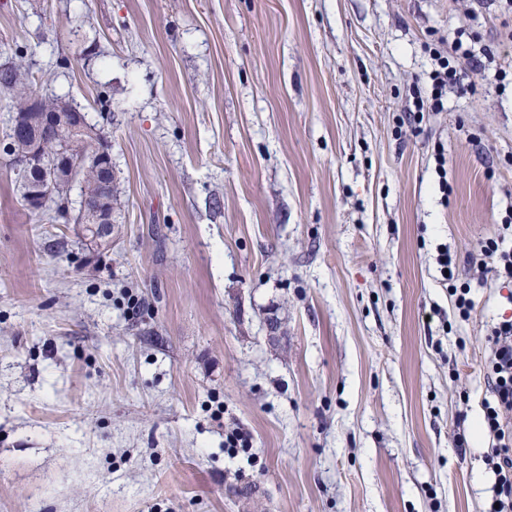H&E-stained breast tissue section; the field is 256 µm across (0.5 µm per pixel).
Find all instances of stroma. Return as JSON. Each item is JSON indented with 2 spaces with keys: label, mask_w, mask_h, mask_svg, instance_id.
I'll return each mask as SVG.
<instances>
[{
  "label": "stroma",
  "mask_w": 512,
  "mask_h": 512,
  "mask_svg": "<svg viewBox=\"0 0 512 512\" xmlns=\"http://www.w3.org/2000/svg\"><path fill=\"white\" fill-rule=\"evenodd\" d=\"M466 6L0 0V62L80 107L113 175L95 248L0 152V512H486L512 289L462 320L436 257L512 209V13L471 27L506 78L397 125ZM92 221L93 224L97 225L91 226L93 236L87 235L86 237L90 245L98 247L101 246L104 241L110 242L112 235V212L102 214L94 209Z\"/></svg>",
  "instance_id": "1"
}]
</instances>
